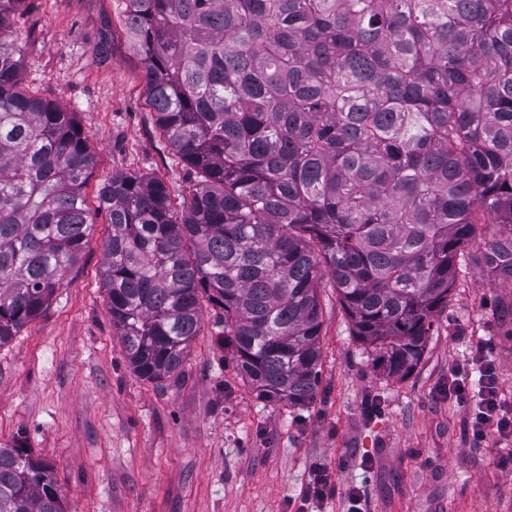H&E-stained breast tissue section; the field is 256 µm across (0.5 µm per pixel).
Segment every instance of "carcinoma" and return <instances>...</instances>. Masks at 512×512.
Returning <instances> with one entry per match:
<instances>
[{
  "label": "carcinoma",
  "mask_w": 512,
  "mask_h": 512,
  "mask_svg": "<svg viewBox=\"0 0 512 512\" xmlns=\"http://www.w3.org/2000/svg\"><path fill=\"white\" fill-rule=\"evenodd\" d=\"M148 104L196 174H115L102 284L130 369L180 373L204 309L258 399L317 395L331 285L396 379L420 362L458 263L512 288V0H125ZM0 345L79 261L96 165L74 113L26 94L1 38ZM0 512H65L52 468L0 443Z\"/></svg>",
  "instance_id": "obj_1"
}]
</instances>
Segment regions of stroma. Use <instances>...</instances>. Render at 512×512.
<instances>
[{"instance_id":"stroma-1","label":"stroma","mask_w":512,"mask_h":512,"mask_svg":"<svg viewBox=\"0 0 512 512\" xmlns=\"http://www.w3.org/2000/svg\"><path fill=\"white\" fill-rule=\"evenodd\" d=\"M123 0H27L9 38L30 95L75 113L96 166L84 189L92 225L82 257L48 309L0 346V443L51 465L68 512H297L313 463L337 492L307 512H512V440L474 442L468 410L442 392L448 372L489 344L512 403V302L482 262L462 263L452 300L404 379L377 368L335 290L322 291L320 384L306 406H271L239 376L206 312L178 376L129 368L102 288L111 226L97 191L107 177H160L174 204L195 176L166 144L146 101ZM381 411L366 418V399Z\"/></svg>"}]
</instances>
